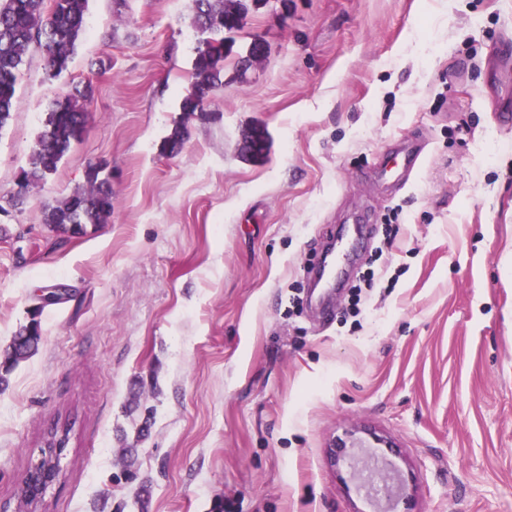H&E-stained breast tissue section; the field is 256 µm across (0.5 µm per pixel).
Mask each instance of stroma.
<instances>
[{
	"mask_svg": "<svg viewBox=\"0 0 512 512\" xmlns=\"http://www.w3.org/2000/svg\"><path fill=\"white\" fill-rule=\"evenodd\" d=\"M192 17V0H89L68 73L24 58L0 129V352L41 289L70 294L0 392V506L366 512L328 460L356 425L400 448L414 512H512V126L494 116L512 0H267L188 120ZM88 80L81 139L14 203L49 103ZM403 141L424 153L391 188L376 165ZM99 162L112 214L62 239L43 209ZM360 214L354 274L394 284L367 291L359 328L344 295L320 322L304 270ZM65 422L63 476L27 506L19 483Z\"/></svg>",
	"mask_w": 512,
	"mask_h": 512,
	"instance_id": "obj_1",
	"label": "stroma"
}]
</instances>
